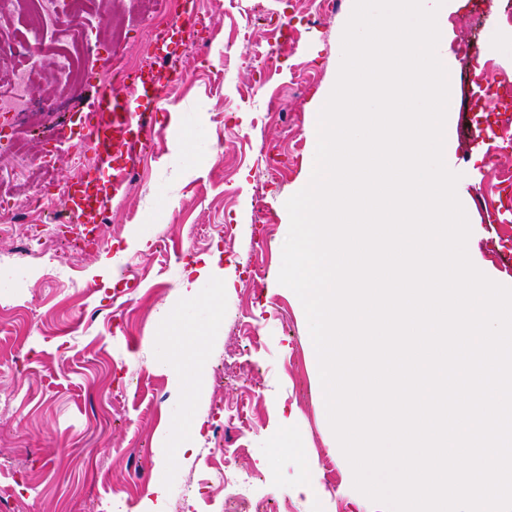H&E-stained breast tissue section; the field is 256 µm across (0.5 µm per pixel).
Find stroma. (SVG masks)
<instances>
[{
	"mask_svg": "<svg viewBox=\"0 0 512 512\" xmlns=\"http://www.w3.org/2000/svg\"><path fill=\"white\" fill-rule=\"evenodd\" d=\"M195 2L203 28L191 37L172 32L169 53L159 58L151 5L122 0L111 22L98 25L77 90L44 72L40 92L52 107L15 125L0 121V195L20 208L30 180L75 178L71 152L59 153L46 173L30 158L61 132L87 141L81 117L88 102L121 85L111 75L114 58L190 72L150 115L156 149L135 162L128 192L113 201L103 244L76 257L63 240L49 253H26V225L49 221L31 213L15 228L13 255L0 263L9 280L0 288V407L8 409L0 422V485L23 472L18 512H149L156 483L195 486L208 439L237 452L251 501L277 512H351L331 449L335 436L316 402L307 322L295 293L278 282L285 203L307 174L313 101L336 75L350 0L317 18L296 0ZM448 38L470 45L454 56L450 166L469 182V222L489 233L476 251L512 276V222L495 217L498 199H512V150L486 137L498 115L478 111L469 93L477 69L512 77V0H467L449 16ZM269 144L283 154L276 183L261 173L259 153ZM476 149L483 162H472ZM211 224L223 225L226 243L206 236ZM134 236L147 239L148 250H130ZM217 253L224 292L214 308L184 307L181 285ZM104 256L123 273L111 287L95 270ZM62 259L72 282L52 276ZM255 268L261 277L252 276ZM214 310L223 318L217 327L207 322ZM185 319L198 323L202 348L184 342ZM168 356L198 373L192 390L166 370ZM233 360L247 371L225 373ZM240 401L246 416L219 430L218 407ZM282 406L302 412L292 430L280 422ZM179 419L202 422V437L168 467L161 438ZM292 433L319 476L317 500L290 492L295 467L287 452L272 449Z\"/></svg>",
	"mask_w": 512,
	"mask_h": 512,
	"instance_id": "1",
	"label": "stroma"
}]
</instances>
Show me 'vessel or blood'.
<instances>
[{"instance_id": "1", "label": "vessel or blood", "mask_w": 512, "mask_h": 512, "mask_svg": "<svg viewBox=\"0 0 512 512\" xmlns=\"http://www.w3.org/2000/svg\"><path fill=\"white\" fill-rule=\"evenodd\" d=\"M171 80L164 69L128 73L122 91L104 90L87 112L89 147L98 175L65 187L66 202L77 218L72 230L87 246L99 245V225L113 199L126 193L129 169L152 139L147 115L158 107L161 91Z\"/></svg>"}]
</instances>
